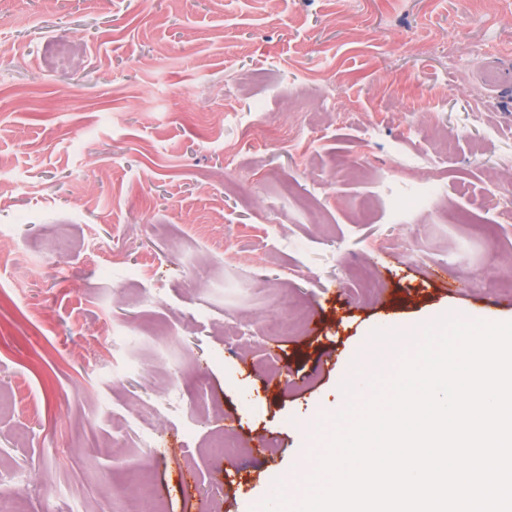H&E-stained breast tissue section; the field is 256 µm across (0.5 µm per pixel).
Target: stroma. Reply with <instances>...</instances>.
<instances>
[{"mask_svg":"<svg viewBox=\"0 0 512 512\" xmlns=\"http://www.w3.org/2000/svg\"><path fill=\"white\" fill-rule=\"evenodd\" d=\"M449 311L512 322V0H6L24 512H126L139 479L143 512H246L373 330Z\"/></svg>","mask_w":512,"mask_h":512,"instance_id":"obj_1","label":"stroma"}]
</instances>
